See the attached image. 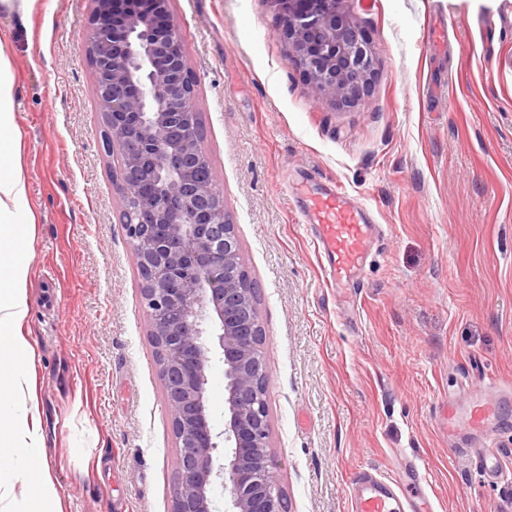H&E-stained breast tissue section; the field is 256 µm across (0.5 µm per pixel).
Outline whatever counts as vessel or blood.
<instances>
[{
    "mask_svg": "<svg viewBox=\"0 0 512 512\" xmlns=\"http://www.w3.org/2000/svg\"><path fill=\"white\" fill-rule=\"evenodd\" d=\"M297 194L305 196L303 223L309 224L320 257L325 260L324 276L330 286H353L368 257L375 226L366 208L351 201L337 185L310 191L306 182H298ZM497 404L487 395L476 398L466 414L456 406L448 408V425L452 428L476 430L495 416ZM364 489L357 496L355 512H395L393 497L381 491V481L364 476Z\"/></svg>",
    "mask_w": 512,
    "mask_h": 512,
    "instance_id": "b4317fda",
    "label": "vessel or blood"
}]
</instances>
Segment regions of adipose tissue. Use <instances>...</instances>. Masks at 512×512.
I'll return each mask as SVG.
<instances>
[{
    "label": "adipose tissue",
    "instance_id": "1",
    "mask_svg": "<svg viewBox=\"0 0 512 512\" xmlns=\"http://www.w3.org/2000/svg\"><path fill=\"white\" fill-rule=\"evenodd\" d=\"M13 91L10 64L0 50V490L18 483L33 488L32 512H60L42 435L27 413L33 353L21 328L27 315L28 237L36 217L25 205L28 186Z\"/></svg>",
    "mask_w": 512,
    "mask_h": 512
}]
</instances>
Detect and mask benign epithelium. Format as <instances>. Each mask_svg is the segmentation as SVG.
I'll return each instance as SVG.
<instances>
[{"label":"benign epithelium","mask_w":512,"mask_h":512,"mask_svg":"<svg viewBox=\"0 0 512 512\" xmlns=\"http://www.w3.org/2000/svg\"><path fill=\"white\" fill-rule=\"evenodd\" d=\"M289 51L324 99L355 103L375 51L347 0H272ZM177 441L173 512H286L269 455L263 335L254 289L212 172L170 0H94L83 35ZM224 366V422L208 405Z\"/></svg>","instance_id":"7a95c632"}]
</instances>
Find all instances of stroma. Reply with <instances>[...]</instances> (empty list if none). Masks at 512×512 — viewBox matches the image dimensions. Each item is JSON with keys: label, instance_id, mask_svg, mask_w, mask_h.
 <instances>
[{"label": "stroma", "instance_id": "stroma-1", "mask_svg": "<svg viewBox=\"0 0 512 512\" xmlns=\"http://www.w3.org/2000/svg\"><path fill=\"white\" fill-rule=\"evenodd\" d=\"M92 0L0 13L36 216L23 334L62 512H172L176 439L81 40ZM376 49L354 104L322 99L271 0H171L202 146L258 291L272 470L287 512H353L390 476L405 512H512V0H348ZM444 30L426 48L427 28ZM383 230L356 288L323 283L299 178ZM495 393L478 470L448 402Z\"/></svg>", "mask_w": 512, "mask_h": 512}]
</instances>
